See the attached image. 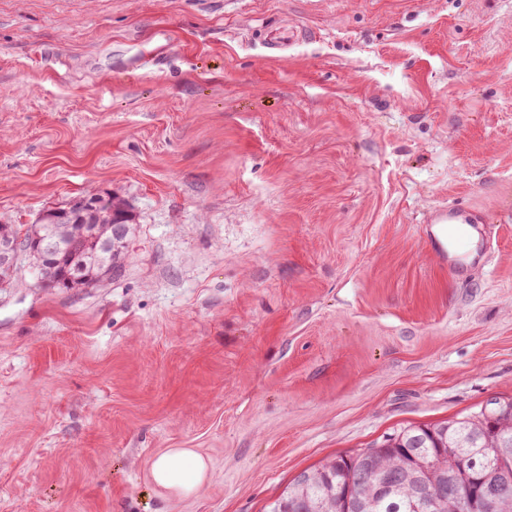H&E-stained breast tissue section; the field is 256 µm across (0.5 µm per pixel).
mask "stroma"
Returning <instances> with one entry per match:
<instances>
[{
	"mask_svg": "<svg viewBox=\"0 0 512 512\" xmlns=\"http://www.w3.org/2000/svg\"><path fill=\"white\" fill-rule=\"evenodd\" d=\"M90 193L121 275L0 287V512H268L512 399V0H0V224ZM452 204L495 221L460 282L420 224ZM150 475L158 487L179 496H189L206 482L208 465L191 449L171 448L153 460Z\"/></svg>",
	"mask_w": 512,
	"mask_h": 512,
	"instance_id": "1",
	"label": "stroma"
}]
</instances>
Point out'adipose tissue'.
Segmentation results:
<instances>
[{
  "instance_id": "1",
  "label": "adipose tissue",
  "mask_w": 512,
  "mask_h": 512,
  "mask_svg": "<svg viewBox=\"0 0 512 512\" xmlns=\"http://www.w3.org/2000/svg\"><path fill=\"white\" fill-rule=\"evenodd\" d=\"M150 475L158 487L179 496H189L206 482L208 465L191 449L171 448L153 460Z\"/></svg>"
}]
</instances>
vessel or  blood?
<instances>
[{"label": "vessel or blood", "mask_w": 512, "mask_h": 512, "mask_svg": "<svg viewBox=\"0 0 512 512\" xmlns=\"http://www.w3.org/2000/svg\"><path fill=\"white\" fill-rule=\"evenodd\" d=\"M426 241L431 251L450 276L461 273L457 263L460 253L469 251L474 243L492 242V226L485 216L472 214L458 207H439L425 215Z\"/></svg>", "instance_id": "b4317fda"}]
</instances>
